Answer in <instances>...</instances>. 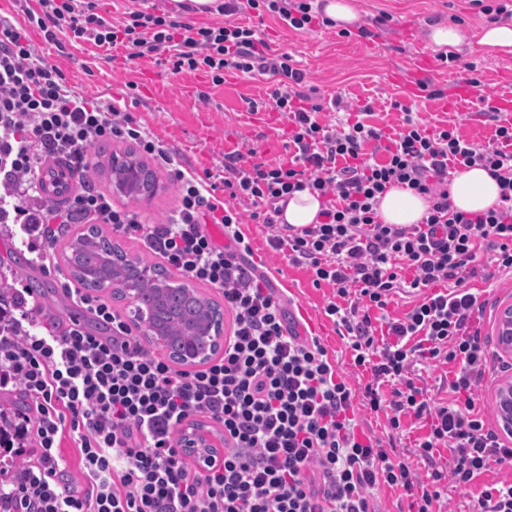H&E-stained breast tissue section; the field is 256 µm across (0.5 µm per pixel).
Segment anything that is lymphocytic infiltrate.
Returning a JSON list of instances; mask_svg holds the SVG:
<instances>
[{
  "instance_id": "f902f5d3",
  "label": "lymphocytic infiltrate",
  "mask_w": 512,
  "mask_h": 512,
  "mask_svg": "<svg viewBox=\"0 0 512 512\" xmlns=\"http://www.w3.org/2000/svg\"><path fill=\"white\" fill-rule=\"evenodd\" d=\"M224 23L193 26L157 8H126L112 23L95 0H40L29 24L129 58L169 56L173 73L200 72L213 85L224 74H270L281 87L275 111L288 119V160L224 157V189L250 200L252 220L271 229L273 250L305 267L314 286L333 289L324 307L368 381L352 384L319 337L301 335L270 279L251 259L238 211L224 206L205 178L177 168L168 148L131 113L86 100L62 73L37 59L25 28L0 18V222L41 227L45 242L74 221L107 224L132 235L191 281L218 290L233 315L224 352L194 370L146 350L111 304L80 288L71 300L104 327L58 329L14 322L0 335V387L15 383L28 402L4 445L32 440L35 454L0 486V512H381L375 493L400 492L408 512H443L440 482L477 489L468 512H512V484H481L493 467L512 463L502 437L478 403L487 351L475 321L483 310L465 286L480 252L494 274L512 273V123L498 122L487 143L456 126L428 128L405 112L400 129L355 121L320 123L323 110L298 91L305 74L290 54H271L255 28L230 15H269L299 32L329 18L311 0H223ZM134 145L172 176L177 206L162 224L113 206L88 187L66 206L35 202L46 158L86 171L92 148ZM480 166L496 180L501 203L454 210L449 187L461 168ZM424 197L415 224L383 223L377 211L390 188ZM334 196L318 223L279 221L294 192ZM224 227L217 244L207 222ZM414 299L389 315L399 293ZM448 370L445 398L431 395L422 372ZM385 415L386 437L359 429L357 406ZM224 433L222 456L194 454L182 439L195 418ZM420 425L411 453L396 438ZM70 435L80 454L81 484L60 452Z\"/></svg>"
}]
</instances>
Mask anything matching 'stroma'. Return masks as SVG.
Instances as JSON below:
<instances>
[{"label":"stroma","instance_id":"stroma-1","mask_svg":"<svg viewBox=\"0 0 512 512\" xmlns=\"http://www.w3.org/2000/svg\"><path fill=\"white\" fill-rule=\"evenodd\" d=\"M363 20L387 12L393 20L370 41L351 34L342 37L337 27H322L298 32L284 27L272 17L254 13L238 15V22L254 26L278 53H289L305 73L307 86L316 90L324 110L320 122L356 121L385 131L399 128L404 110L430 125L456 124L467 140L487 142L495 133L496 122L485 116L472 121L469 109L445 110L442 98L429 97L426 92L410 93L395 81L393 72H409L412 82H426L430 89L452 94L455 86L478 79L484 93L511 95L512 84L498 78L499 71L512 65L501 56H487L478 45L475 34L485 25L478 7L471 0H355ZM457 25L463 38L456 46L459 56L455 63H435L430 71L412 68L411 62L419 48L427 46L426 32L435 23ZM29 41L34 52L48 64L60 70L66 84L81 96L99 102L115 103L132 113L172 152L181 169L196 175L222 173L224 156L242 147L253 148L256 158L265 162L287 159L288 122L278 118L270 129H256L250 119L251 110L268 111L270 94L278 81L272 76L247 77L238 72H226L224 82L213 86L200 73L172 74L171 65L152 58L128 59L124 48L101 49L88 43H74L67 38L47 40L36 28L29 29ZM341 97L340 109L330 103ZM372 112L361 115L362 106ZM160 189L150 199L134 200L114 193L106 174L88 169L79 175V183L111 195L116 206L138 212L144 219L160 223L176 205L175 186L169 172L157 168ZM243 229L253 250V259L262 270L274 277L279 288L290 299V313L305 309L306 319L300 320L301 335L320 336L329 355L335 358L345 374H352L351 351L337 335L330 319L323 313L326 300L332 294L330 286L313 287L309 272L289 264L283 255L273 252L268 244L265 225L245 223ZM53 272L46 273L31 261L30 251L16 245L10 236H0V267L14 270L12 287L40 282L42 289L31 300L51 311L64 325L79 323L90 326L91 317L78 310L66 297L64 279L58 273L62 260H55ZM485 302L480 319L481 334L486 342L490 371L478 393L488 418H495L494 391L503 379L512 377V369L496 354L495 336L501 310L512 304V278L482 281L472 280Z\"/></svg>","mask_w":512,"mask_h":512}]
</instances>
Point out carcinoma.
<instances>
[{
    "label": "carcinoma",
    "instance_id": "1",
    "mask_svg": "<svg viewBox=\"0 0 512 512\" xmlns=\"http://www.w3.org/2000/svg\"><path fill=\"white\" fill-rule=\"evenodd\" d=\"M126 161L116 165L108 158L106 169L111 184L129 198L153 194L156 176L149 164L133 149L123 154ZM62 258L72 278L82 287L99 292L112 289L111 295L123 298L133 290L136 309L156 315L167 336L191 339L203 345L209 324L220 317V306L199 291L187 292L159 265L143 264L128 255L119 244L90 224L71 239ZM165 293L168 304L157 299Z\"/></svg>",
    "mask_w": 512,
    "mask_h": 512
}]
</instances>
